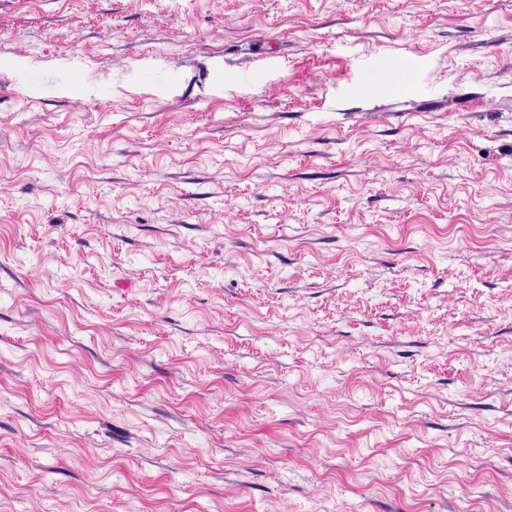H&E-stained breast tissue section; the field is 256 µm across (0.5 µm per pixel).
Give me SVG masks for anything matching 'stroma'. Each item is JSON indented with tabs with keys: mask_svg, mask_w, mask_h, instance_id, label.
Masks as SVG:
<instances>
[{
	"mask_svg": "<svg viewBox=\"0 0 512 512\" xmlns=\"http://www.w3.org/2000/svg\"><path fill=\"white\" fill-rule=\"evenodd\" d=\"M0 512H512V0H0Z\"/></svg>",
	"mask_w": 512,
	"mask_h": 512,
	"instance_id": "1",
	"label": "stroma"
}]
</instances>
